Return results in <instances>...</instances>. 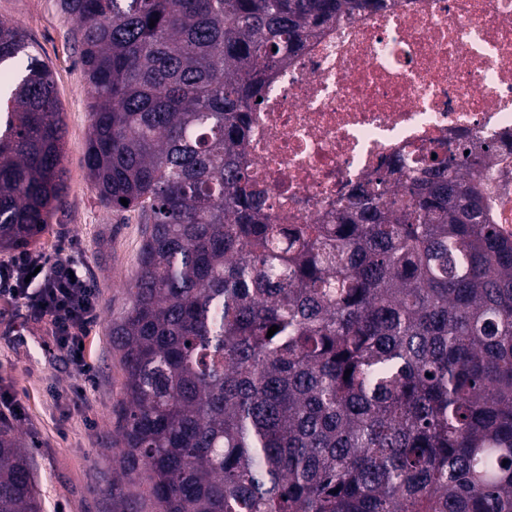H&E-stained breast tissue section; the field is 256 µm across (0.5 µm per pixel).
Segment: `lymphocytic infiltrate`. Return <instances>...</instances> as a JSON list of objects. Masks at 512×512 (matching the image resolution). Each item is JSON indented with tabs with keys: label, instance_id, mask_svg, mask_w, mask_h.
<instances>
[{
	"label": "lymphocytic infiltrate",
	"instance_id": "obj_1",
	"mask_svg": "<svg viewBox=\"0 0 512 512\" xmlns=\"http://www.w3.org/2000/svg\"><path fill=\"white\" fill-rule=\"evenodd\" d=\"M0 294L19 302L27 314L48 320L78 372L88 373L80 345L95 319L96 292L72 256L25 252L0 261Z\"/></svg>",
	"mask_w": 512,
	"mask_h": 512
}]
</instances>
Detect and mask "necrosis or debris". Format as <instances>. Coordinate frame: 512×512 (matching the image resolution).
<instances>
[{
  "label": "necrosis or debris",
  "instance_id": "necrosis-or-debris-1",
  "mask_svg": "<svg viewBox=\"0 0 512 512\" xmlns=\"http://www.w3.org/2000/svg\"><path fill=\"white\" fill-rule=\"evenodd\" d=\"M512 130V0H383L269 71L241 164L277 224H324L399 160Z\"/></svg>",
  "mask_w": 512,
  "mask_h": 512
}]
</instances>
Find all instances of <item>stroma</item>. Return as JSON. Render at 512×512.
Instances as JSON below:
<instances>
[{"instance_id": "35a3bbf8", "label": "stroma", "mask_w": 512, "mask_h": 512, "mask_svg": "<svg viewBox=\"0 0 512 512\" xmlns=\"http://www.w3.org/2000/svg\"><path fill=\"white\" fill-rule=\"evenodd\" d=\"M0 20L20 26L53 72L65 123L66 203L34 244L51 254L69 248L97 294L88 338L89 377H81L49 326L0 296V426L13 429L31 456L43 512H117L108 494L124 384L110 327L129 303L126 284L137 270L143 226L134 211L104 207L88 177L85 141L90 96L74 19L59 0H0Z\"/></svg>"}]
</instances>
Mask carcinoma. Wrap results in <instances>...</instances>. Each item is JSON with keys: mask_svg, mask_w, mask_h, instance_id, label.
<instances>
[{"mask_svg": "<svg viewBox=\"0 0 512 512\" xmlns=\"http://www.w3.org/2000/svg\"><path fill=\"white\" fill-rule=\"evenodd\" d=\"M377 2L60 0L92 183L146 225L112 324L125 512H512V235L486 183L512 137L465 135L389 196L396 163L328 224L271 223L240 164L266 73ZM0 83L15 251L63 202L65 130L52 71L3 21ZM0 512H42L8 427Z\"/></svg>", "mask_w": 512, "mask_h": 512, "instance_id": "1", "label": "carcinoma"}]
</instances>
